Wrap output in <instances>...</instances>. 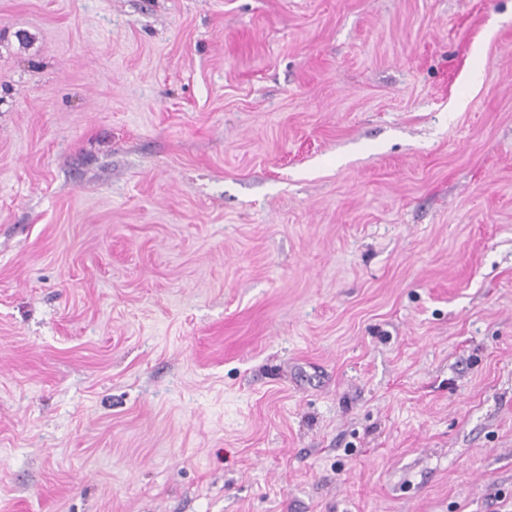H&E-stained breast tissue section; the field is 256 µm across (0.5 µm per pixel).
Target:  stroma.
<instances>
[{"label":"stroma","mask_w":512,"mask_h":512,"mask_svg":"<svg viewBox=\"0 0 512 512\" xmlns=\"http://www.w3.org/2000/svg\"><path fill=\"white\" fill-rule=\"evenodd\" d=\"M0 512H512V0H0Z\"/></svg>","instance_id":"35a3bbf8"}]
</instances>
